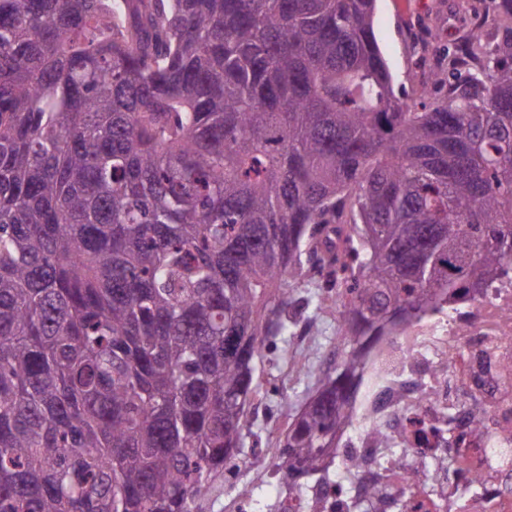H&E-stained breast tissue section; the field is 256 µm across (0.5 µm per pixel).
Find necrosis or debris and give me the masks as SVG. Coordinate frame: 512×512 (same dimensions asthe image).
<instances>
[{"instance_id": "1", "label": "necrosis or debris", "mask_w": 512, "mask_h": 512, "mask_svg": "<svg viewBox=\"0 0 512 512\" xmlns=\"http://www.w3.org/2000/svg\"><path fill=\"white\" fill-rule=\"evenodd\" d=\"M335 470L277 512H512V287L425 315L380 343Z\"/></svg>"}]
</instances>
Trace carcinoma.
<instances>
[{"mask_svg":"<svg viewBox=\"0 0 512 512\" xmlns=\"http://www.w3.org/2000/svg\"><path fill=\"white\" fill-rule=\"evenodd\" d=\"M376 2L0 0V512H194L329 268L299 488L387 328L512 277V25L411 104Z\"/></svg>","mask_w":512,"mask_h":512,"instance_id":"cac0c4a2","label":"carcinoma"}]
</instances>
